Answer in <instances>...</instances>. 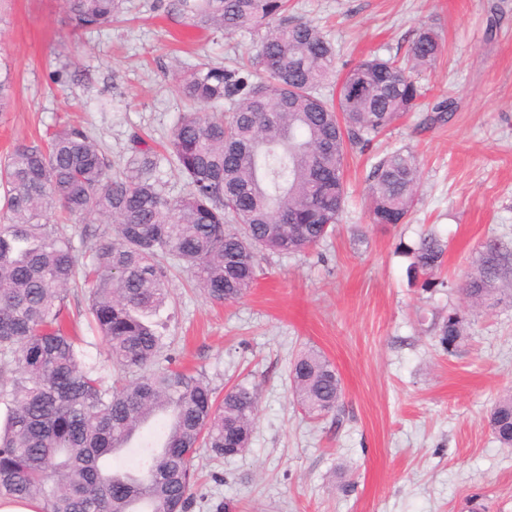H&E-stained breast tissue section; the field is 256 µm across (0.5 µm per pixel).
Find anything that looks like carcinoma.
Segmentation results:
<instances>
[{"label":"carcinoma","instance_id":"carcinoma-1","mask_svg":"<svg viewBox=\"0 0 512 512\" xmlns=\"http://www.w3.org/2000/svg\"><path fill=\"white\" fill-rule=\"evenodd\" d=\"M73 30L112 24L125 0H64ZM175 9L215 32L259 37L245 63H201L178 78L196 108L180 115L166 154L134 147L112 172L98 141L64 124L47 143L16 145L0 167V499L35 500L42 512H187L190 466L207 448L216 460L244 453L257 415L253 390L237 385L217 400L200 376L161 366L164 335L154 320L169 298L165 263L191 273L213 303L241 298L257 280L264 252L301 254L336 230L347 198L348 151L365 149L384 129L425 107L412 72L431 67L444 43L420 27L406 58H369L344 73L336 49L312 21L288 18V0H176ZM346 79L337 99L326 91ZM232 112L213 108L224 103ZM176 167L186 193L167 196L162 162ZM374 224H404L420 171L414 153L396 149L368 173ZM112 225L94 245L83 286L90 327L115 370L107 383L83 361L64 310L76 282L72 237L50 222L54 210ZM408 278L439 285L446 245L432 232L399 246ZM512 249L482 245L461 284L472 306L512 303L505 286ZM448 312L438 344L447 353L465 336ZM290 384L314 418L341 410L344 389L334 365L309 348L294 360ZM494 437L512 446V393L487 417Z\"/></svg>","mask_w":512,"mask_h":512}]
</instances>
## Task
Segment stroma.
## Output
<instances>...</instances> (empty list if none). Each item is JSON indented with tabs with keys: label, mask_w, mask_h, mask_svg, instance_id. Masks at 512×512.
I'll use <instances>...</instances> for the list:
<instances>
[{
	"label": "stroma",
	"mask_w": 512,
	"mask_h": 512,
	"mask_svg": "<svg viewBox=\"0 0 512 512\" xmlns=\"http://www.w3.org/2000/svg\"><path fill=\"white\" fill-rule=\"evenodd\" d=\"M173 0H127L98 32H74L63 0H0V71L13 78L0 110V161L21 142L67 122L97 139L113 169L133 135L154 148L188 108L176 76L200 60L227 65L255 53L257 36L221 34L172 10ZM292 16L320 25L336 68L404 56L417 30L434 26L444 52L414 78L429 103L452 96L448 123L420 112L395 122L365 152L348 155V200L335 233L302 255L267 253L241 299L212 304L168 274L161 312L169 351L217 392L257 394L248 450L195 459L211 512H512V447L487 425L512 391V306L469 312L459 291L484 241L512 244V0H290ZM407 148L420 188L404 224L370 221L367 175L385 152ZM425 231L447 246L429 291L409 283L398 250ZM69 326L85 360L106 366V346L86 323L87 298L70 294ZM467 313L454 352L436 343L449 310ZM321 351L344 386L340 415L314 419L294 402L289 367Z\"/></svg>",
	"instance_id": "obj_1"
}]
</instances>
